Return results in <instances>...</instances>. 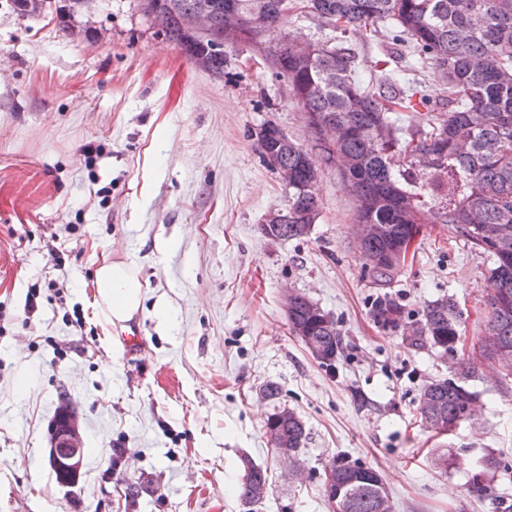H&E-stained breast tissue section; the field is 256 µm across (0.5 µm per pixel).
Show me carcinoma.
Instances as JSON below:
<instances>
[{
	"instance_id": "cac0c4a2",
	"label": "carcinoma",
	"mask_w": 512,
	"mask_h": 512,
	"mask_svg": "<svg viewBox=\"0 0 512 512\" xmlns=\"http://www.w3.org/2000/svg\"><path fill=\"white\" fill-rule=\"evenodd\" d=\"M311 11L331 25L333 37L299 41L286 31L290 17L303 18L294 0H142L144 15L188 60L213 76L224 75L225 49L247 43L266 55L272 74L288 82L306 117L332 129L336 154L314 145V153L288 142L268 146L275 159L269 166L288 170V203L279 239L308 235L306 226L319 215L315 192L317 162L334 166L356 198L359 224H382L379 237L363 249L376 263V279L387 281L401 268L395 251L422 225L436 219L450 225L493 261L486 288L487 316L481 339L483 354L512 352V0H307ZM23 15H40L51 0H12ZM209 11L211 25L199 31L195 15ZM267 15L275 29L265 31L251 21ZM390 21L391 40L408 49L416 64L441 68L444 91L431 101L416 79L403 81L382 74L366 86L356 81L357 56L346 35ZM424 105L428 129L404 134L389 113ZM407 168L395 173L394 156ZM309 298H295L294 318L336 361L343 351L335 320L310 318ZM403 308L383 295L372 304L374 322L382 329L400 326ZM460 313L448 299L428 304L411 344L457 352ZM419 406L428 427L439 422L448 432L466 421L474 394L451 379L422 392ZM288 437L297 452L307 438L300 417L280 423L271 446ZM244 479L239 501L265 498L268 474L251 458H242ZM336 485L344 487L343 512H385L386 486L372 467L340 459Z\"/></svg>"
}]
</instances>
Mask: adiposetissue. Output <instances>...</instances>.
Wrapping results in <instances>:
<instances>
[{
    "mask_svg": "<svg viewBox=\"0 0 512 512\" xmlns=\"http://www.w3.org/2000/svg\"><path fill=\"white\" fill-rule=\"evenodd\" d=\"M98 294L109 309L114 322L122 323L142 307V291L132 264L105 261L95 271Z\"/></svg>",
    "mask_w": 512,
    "mask_h": 512,
    "instance_id": "adipose-tissue-1",
    "label": "adipose tissue"
}]
</instances>
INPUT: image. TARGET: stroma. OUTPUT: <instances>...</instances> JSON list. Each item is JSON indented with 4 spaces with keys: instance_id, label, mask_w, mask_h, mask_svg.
<instances>
[{
    "instance_id": "stroma-1",
    "label": "stroma",
    "mask_w": 512,
    "mask_h": 512,
    "mask_svg": "<svg viewBox=\"0 0 512 512\" xmlns=\"http://www.w3.org/2000/svg\"><path fill=\"white\" fill-rule=\"evenodd\" d=\"M53 6L22 16L0 0V512H243L244 455L269 474L255 512H332L323 483L339 458L378 470L394 512L512 504V377L478 350L491 258L427 224L395 277L377 282L352 231L355 200L323 165L309 236L263 237L287 198L257 132L272 122L312 143L287 82L246 43L229 49L223 76L196 69L141 0H96L73 18L68 0ZM349 44L361 82L379 59L400 72L387 24ZM106 256L132 262L141 283L135 352L96 299ZM288 289L334 316L344 350L333 366L291 333ZM380 294L402 305L401 328L374 323ZM443 298L463 312L465 348L408 345ZM463 360L476 376L461 374ZM445 378L474 392L476 417L441 437L418 403ZM269 383L277 398L264 396ZM63 396L91 450L72 487L46 463ZM284 407L307 432L290 479L265 434ZM484 455L499 465L482 495L473 469L435 464ZM131 484L132 503L119 495Z\"/></svg>"
}]
</instances>
